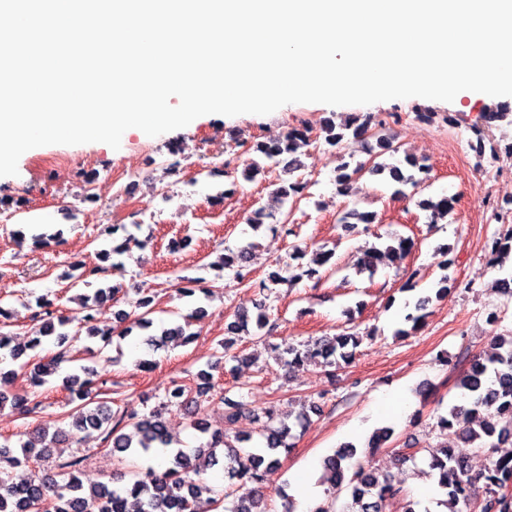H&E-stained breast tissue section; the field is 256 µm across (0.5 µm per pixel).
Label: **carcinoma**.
<instances>
[{
  "label": "carcinoma",
  "instance_id": "cac0c4a2",
  "mask_svg": "<svg viewBox=\"0 0 512 512\" xmlns=\"http://www.w3.org/2000/svg\"><path fill=\"white\" fill-rule=\"evenodd\" d=\"M506 112H484L473 125L476 142L471 148L477 156L490 152L497 158L496 146H486L484 128L493 127L506 120ZM372 117L353 116L340 124L328 121L322 128L324 144L336 150L348 151V160L336 167L335 182L340 194L349 193L350 184L356 177L367 172L383 181L395 185L394 194H405L409 186L416 190L423 180L417 174L426 171V165L417 157L406 159L407 167L402 168L394 162H387L381 156H390L398 152V147L383 131L371 132ZM375 139L376 147L368 148V161L354 159V146L363 144L367 137ZM313 140L300 128H295L279 140L260 142L255 145V163H279L282 158H289L286 170L294 173L303 168L299 158L300 150L307 149ZM305 189V183L295 179L288 184H281L273 190L275 198L288 200L295 198ZM419 208L426 212L427 224L435 226L454 210V200L442 197L422 199ZM375 216L360 212L354 208L346 210L338 219L340 224H372ZM141 247L143 243L132 237L108 249L97 252L99 263L87 266L80 263V278L91 292L81 294L77 300L84 311L78 326L69 327L65 318L55 316L52 303L48 300L36 302L37 310L32 313L33 328L26 345L13 344L14 337L9 332L0 331V350H6L14 360L23 359L21 367L27 370L30 389L15 393L11 390L12 374L0 373V409L10 405L26 414L36 412L40 406V388L48 378L57 373L61 364L69 361L66 352H59L47 362L42 361L37 349L43 339L56 336L58 345L73 342L86 335L100 338L103 346L112 344L114 334L126 336L131 328H112L102 330L97 326L96 313L108 302H117L121 288L100 283V277L106 272L103 263L121 256L130 250V246ZM413 247L409 238L397 237L395 243L380 248L372 246L363 251L356 268L360 274L372 277L378 266L384 261L397 262L404 259ZM253 245L248 244L237 251L243 260L239 265H231L227 256H222L218 263L219 270L233 274V278L243 281V270L249 259ZM154 297L142 296L135 302L141 310L135 323L143 328L149 327L146 316L153 311ZM258 312L251 317L245 312H237L228 324L227 337L221 346L229 350L236 342V337L250 333L253 325L259 331H272L266 305L257 304ZM201 309L197 308L185 318V324L171 323L162 328L160 334L147 339V344L160 348L170 342L180 345L191 343L195 333L186 332L193 320L201 319ZM362 338L347 330L315 343L314 347L300 351L288 349L289 358L282 360L284 366L295 369L321 358L327 366L343 361L349 363L354 359L356 349ZM214 365L207 364V369L197 373L200 383L186 387L173 382L163 390L160 401L148 413L140 416L126 408H112L105 401L92 398V370L81 368L82 374L69 375L63 384L68 392L69 401L75 407L67 415L69 429L56 424L41 423L28 433L26 441L20 443V454H13L7 445L0 446V512H43V506L53 504V512H202L200 504L204 501L214 502L210 497L213 492L200 480H195L189 473L196 475L214 467H224V473L232 479L249 480L258 484L256 495L248 502H238L225 508V512H269L263 494V485L269 474L280 465L277 451L288 449V440L294 438L295 427L303 426L310 419V414L318 415L321 406L312 403L309 411L297 415L277 413L272 409L265 411L266 421L258 429L263 445L256 448L236 447L225 440L221 432H210V424L203 418L191 420V426L202 434H211L206 445L186 450L172 446L165 413L171 406H178L187 411L198 408L202 398L208 397L215 385L210 370ZM456 387L462 391L465 403L452 405L448 415L440 417L439 427L446 431L455 429L457 446L446 444L440 446L430 455L427 474L436 476L438 488L443 496L439 504L448 512H512V454L494 457L500 445L512 437V337H497L483 354L473 357L468 367L459 376ZM224 404L225 417L235 420L246 410V404L224 395L219 398ZM97 432L101 444L110 449L111 454H149L163 451L169 458L170 466L159 474L153 469L135 480L127 481L121 473L114 474L105 483H99L86 490L79 479L81 458L71 456L56 460L55 470L34 473L22 483L13 481V469L30 463H46L55 448L77 438L78 434ZM469 448L487 451L489 465L484 472L472 477L465 461ZM356 454V446L346 444L323 460V479L331 486L346 484L349 501L340 512H382L383 504L388 500L403 501V512H417L416 502L404 497L403 487L390 478L380 475L372 468L359 463L354 467L348 461ZM483 482L481 496H476L473 487Z\"/></svg>",
  "mask_w": 512,
  "mask_h": 512
}]
</instances>
